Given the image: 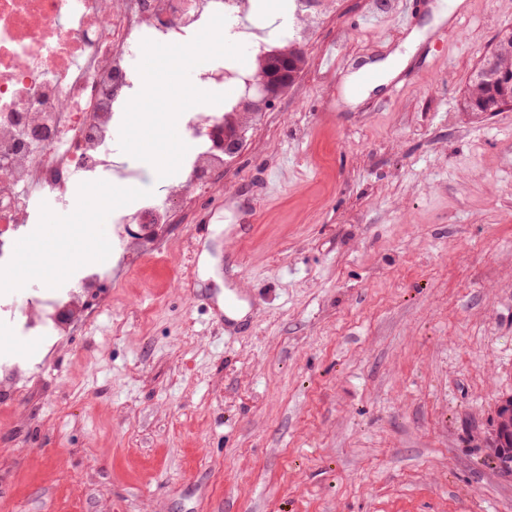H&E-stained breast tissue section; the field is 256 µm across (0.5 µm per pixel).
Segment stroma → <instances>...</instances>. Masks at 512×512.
Returning <instances> with one entry per match:
<instances>
[{"label":"stroma","mask_w":512,"mask_h":512,"mask_svg":"<svg viewBox=\"0 0 512 512\" xmlns=\"http://www.w3.org/2000/svg\"><path fill=\"white\" fill-rule=\"evenodd\" d=\"M447 3L406 28V0H333L300 78L133 259L90 182L18 239L51 284L91 256L104 278L39 356L0 342L27 367L20 410L0 394V512H512L486 443L512 394V108L461 109L512 0ZM413 31L407 67L349 103L355 62ZM172 58L144 64L184 107L208 97L207 55ZM69 225L91 234L62 252ZM230 288L236 327L210 302Z\"/></svg>","instance_id":"stroma-1"}]
</instances>
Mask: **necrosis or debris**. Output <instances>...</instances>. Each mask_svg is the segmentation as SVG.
<instances>
[{"instance_id": "obj_1", "label": "necrosis or debris", "mask_w": 512, "mask_h": 512, "mask_svg": "<svg viewBox=\"0 0 512 512\" xmlns=\"http://www.w3.org/2000/svg\"><path fill=\"white\" fill-rule=\"evenodd\" d=\"M217 16L263 33L254 52L274 43L251 0H0L1 268L14 263L18 231L35 229L45 202L69 207L76 180L140 183V172L119 162L113 141L140 73L136 51L152 43L181 46ZM223 118L220 110L196 113L179 179L164 196H142L136 215L113 209V223L135 216L167 223L175 197L205 189L209 176L222 174L224 156L208 131ZM100 281L92 268L64 292L12 294L9 305L0 304V322L33 336L61 335V310L83 304Z\"/></svg>"}]
</instances>
